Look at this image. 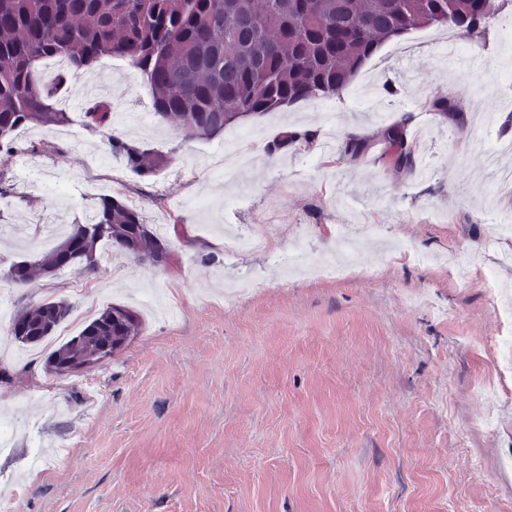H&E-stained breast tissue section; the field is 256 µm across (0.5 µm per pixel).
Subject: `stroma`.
Segmentation results:
<instances>
[{"mask_svg":"<svg viewBox=\"0 0 512 512\" xmlns=\"http://www.w3.org/2000/svg\"><path fill=\"white\" fill-rule=\"evenodd\" d=\"M439 27L385 43L349 92L188 138L155 115L126 59L62 92L71 126L19 131L0 163V497L19 512H512V375L489 345L512 334V0H495L462 56ZM104 81L135 123L112 127L170 156L154 175L101 151L85 88ZM460 99L464 127L428 107ZM405 125L414 167L386 128ZM313 141L279 147L283 131ZM368 142L344 154L351 135ZM120 195L179 256L177 268L104 253L29 285L9 276ZM263 241L224 254V234ZM64 299V337L112 304L141 329L106 363L48 372L59 344L25 346L13 316ZM61 443L45 473L31 453ZM386 134L393 149V163L399 167L412 169L413 149L407 143L404 128L398 124L391 125L386 129Z\"/></svg>","mask_w":512,"mask_h":512,"instance_id":"35a3bbf8","label":"stroma"}]
</instances>
